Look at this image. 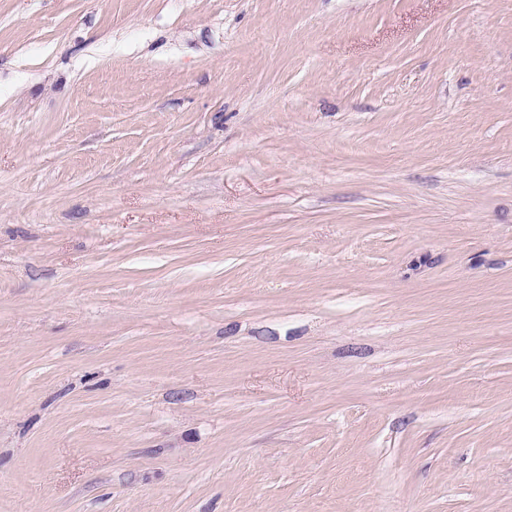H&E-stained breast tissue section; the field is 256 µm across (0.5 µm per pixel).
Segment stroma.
<instances>
[{"label": "stroma", "mask_w": 512, "mask_h": 512, "mask_svg": "<svg viewBox=\"0 0 512 512\" xmlns=\"http://www.w3.org/2000/svg\"><path fill=\"white\" fill-rule=\"evenodd\" d=\"M0 512H512V0H0Z\"/></svg>", "instance_id": "obj_1"}]
</instances>
